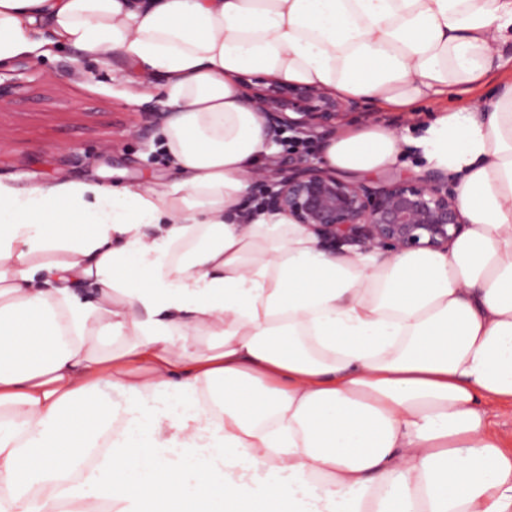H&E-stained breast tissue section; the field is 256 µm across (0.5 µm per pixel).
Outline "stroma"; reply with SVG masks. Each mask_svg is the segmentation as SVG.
Masks as SVG:
<instances>
[{"label":"stroma","mask_w":512,"mask_h":512,"mask_svg":"<svg viewBox=\"0 0 512 512\" xmlns=\"http://www.w3.org/2000/svg\"><path fill=\"white\" fill-rule=\"evenodd\" d=\"M0 180L28 190L60 180L136 186L175 172L161 145L160 81L75 51L0 68Z\"/></svg>","instance_id":"1"}]
</instances>
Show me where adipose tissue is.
Segmentation results:
<instances>
[{
  "label": "adipose tissue",
  "instance_id": "1",
  "mask_svg": "<svg viewBox=\"0 0 512 512\" xmlns=\"http://www.w3.org/2000/svg\"><path fill=\"white\" fill-rule=\"evenodd\" d=\"M61 49L161 80L177 176L0 181V512H512V0H0V66ZM249 72L391 112L497 79L325 149L351 177L419 149L466 231L334 254L246 211L277 150ZM496 88V82L489 81L484 85L480 86L475 92H473L469 99L467 100H460L457 99L454 95H452L451 97L448 96V101L447 99H445L443 103H448V107H461L477 104L480 102H489L494 97ZM487 409L492 427L501 433L507 443L510 442L509 447L512 448V409L496 403L488 404Z\"/></svg>",
  "mask_w": 512,
  "mask_h": 512
}]
</instances>
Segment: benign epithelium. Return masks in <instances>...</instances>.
Here are the masks:
<instances>
[{"mask_svg":"<svg viewBox=\"0 0 512 512\" xmlns=\"http://www.w3.org/2000/svg\"><path fill=\"white\" fill-rule=\"evenodd\" d=\"M244 100L263 115L272 140L287 129L328 135L345 115L364 110L359 100L341 102L319 88L285 81L248 92ZM264 180L271 182L264 207L288 214L331 250L351 243L363 253L444 252L467 226L457 193L448 188V173L439 170L355 183L299 155Z\"/></svg>","mask_w":512,"mask_h":512,"instance_id":"obj_1","label":"benign epithelium"}]
</instances>
